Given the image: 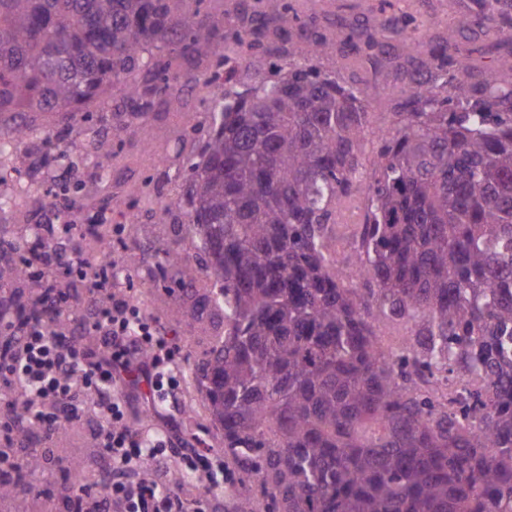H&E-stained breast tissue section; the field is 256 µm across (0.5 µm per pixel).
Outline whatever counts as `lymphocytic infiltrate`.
<instances>
[{
	"mask_svg": "<svg viewBox=\"0 0 512 512\" xmlns=\"http://www.w3.org/2000/svg\"><path fill=\"white\" fill-rule=\"evenodd\" d=\"M8 261L42 288L41 304L65 310L66 300L53 290V272L63 265L86 283L94 299L74 327L78 333L98 338L97 352H87L61 343L57 333L43 323L16 326L0 312V333L20 339L18 356L0 355V385L21 382L26 390L24 418L0 422V444L12 445L19 422L46 430H59L64 420L54 408L78 409L83 396L94 397L106 424L97 432L103 456L112 470L109 487L102 492L78 491L71 498L72 512H206L224 472V456L214 450L198 455L194 470L203 472V489L194 505H187L174 487L153 479H132L143 464L168 468L167 438L156 428L129 429L125 423L126 402L143 398L155 402L163 387H176L180 370L165 336L139 310L112 296V283L123 273L112 261H99L79 254L61 255L41 245L10 247Z\"/></svg>",
	"mask_w": 512,
	"mask_h": 512,
	"instance_id": "f902f5d3",
	"label": "lymphocytic infiltrate"
}]
</instances>
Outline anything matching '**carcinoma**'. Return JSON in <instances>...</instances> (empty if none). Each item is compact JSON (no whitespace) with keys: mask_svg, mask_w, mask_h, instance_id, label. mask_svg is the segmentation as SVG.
<instances>
[{"mask_svg":"<svg viewBox=\"0 0 512 512\" xmlns=\"http://www.w3.org/2000/svg\"><path fill=\"white\" fill-rule=\"evenodd\" d=\"M205 0H0V112H69L121 85L136 131L153 99L174 91L152 48L195 52ZM279 27L264 42L265 11L214 41L224 75L202 139L187 157L182 201L157 224H182L200 254L178 260L201 283L174 317L215 328L195 363L219 451L234 465L235 512H512V77L449 51L453 34L410 74L402 111L377 137L373 175L364 92L317 60L354 40L306 35L288 0H269ZM458 26L512 31V0H466ZM288 51V71L242 84L224 43ZM456 90V100L439 90ZM0 128V166L33 136ZM29 155L50 163L56 147ZM75 161L104 158L100 135L66 144ZM364 194L351 287L329 225L345 196ZM48 198L0 193L20 215ZM31 321L57 325L32 305ZM379 322L409 337L392 349Z\"/></svg>","mask_w":512,"mask_h":512,"instance_id":"cac0c4a2","label":"carcinoma"}]
</instances>
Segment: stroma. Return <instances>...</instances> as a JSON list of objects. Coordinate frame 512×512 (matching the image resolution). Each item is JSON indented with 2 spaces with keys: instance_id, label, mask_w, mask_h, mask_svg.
<instances>
[{
  "instance_id": "1",
  "label": "stroma",
  "mask_w": 512,
  "mask_h": 512,
  "mask_svg": "<svg viewBox=\"0 0 512 512\" xmlns=\"http://www.w3.org/2000/svg\"><path fill=\"white\" fill-rule=\"evenodd\" d=\"M302 22L316 33L327 34L343 27L355 33H375L381 51L367 57L357 48L319 60L323 72L362 89L372 105L373 125L388 121L403 99V76L416 64L411 44L434 43L446 37L463 9V0H290ZM413 18L414 29L402 26L403 18ZM455 52L466 56L472 67L488 70L512 66V39L494 27L475 26L457 35ZM231 52L241 59L238 78L253 82L255 77L276 78L288 69L287 58L270 57L249 47L235 45ZM184 88L154 100L137 135L125 129L128 120L120 88H113L112 110L101 122L84 123L61 113L40 118L38 132H63L68 138L82 139L99 129H107L112 140L109 157L87 160L75 179L81 189V202L89 204L109 219L106 242L114 260L136 267L135 275L112 286V296L126 301L155 322L175 349L184 377L180 386L165 394L157 404L155 421L169 435L173 457L187 454L185 444L197 435L205 447H216L218 429L208 420L187 425L189 409L201 408L202 393L192 368L206 347L199 331L175 319V311L188 303L184 277L179 265L162 263L156 245L169 242L187 255H195L198 241L186 228L157 224L152 219L154 203L179 201L186 189L183 160L198 153L199 141L191 129L205 130L207 110L220 99L223 87L203 83L212 66L207 46H200L193 60L180 57L178 51L164 48ZM364 220L361 196L344 201L336 213L340 228L336 236V256L348 264L355 250L356 224ZM102 423L92 406H85L77 417L66 421L64 429L53 434L37 432L30 440L44 457V466L34 478L33 492L10 500H0V512H68L75 486L72 469L86 464L90 490H97L105 473L93 433Z\"/></svg>"
}]
</instances>
